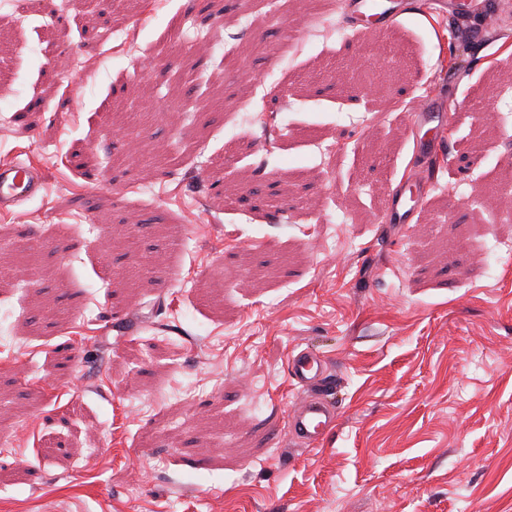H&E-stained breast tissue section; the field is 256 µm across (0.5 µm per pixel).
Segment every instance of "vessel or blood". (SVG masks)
I'll return each mask as SVG.
<instances>
[{
	"label": "vessel or blood",
	"mask_w": 512,
	"mask_h": 512,
	"mask_svg": "<svg viewBox=\"0 0 512 512\" xmlns=\"http://www.w3.org/2000/svg\"><path fill=\"white\" fill-rule=\"evenodd\" d=\"M339 10L350 21L371 18L381 28L393 25L405 12L402 0H387L380 8L374 7L370 0H340ZM409 118L410 128L414 131L431 122L443 130L452 124L451 115L438 107L432 92L413 101ZM46 187V172L39 165H0V211L18 212L25 202L42 196ZM429 188V182L422 178L401 181L388 197L383 223H412ZM287 373L292 385L302 394L287 417V434L298 445H316L336 425V412L327 400L331 385L327 362L321 354L307 348L289 357Z\"/></svg>",
	"instance_id": "obj_1"
}]
</instances>
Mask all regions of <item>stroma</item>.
<instances>
[{
	"instance_id": "stroma-1",
	"label": "stroma",
	"mask_w": 512,
	"mask_h": 512,
	"mask_svg": "<svg viewBox=\"0 0 512 512\" xmlns=\"http://www.w3.org/2000/svg\"><path fill=\"white\" fill-rule=\"evenodd\" d=\"M481 2L385 32L336 0L12 15L0 162L48 191L0 215V512H512V0ZM410 174L418 222L382 223ZM305 348L337 415L310 449ZM410 134L412 135L418 153L428 155L440 150L441 145L446 144V130L452 124V117L448 113L437 106L436 94L434 92L427 93L417 97L410 107ZM437 121L436 128L443 129L442 139L436 143V136L430 140L423 141L417 137V130L424 125ZM436 143V144H435ZM288 377L305 395L289 412L287 434L300 446H313L336 425V412L327 401L331 376L324 357L312 349L292 354L287 361Z\"/></svg>"
}]
</instances>
